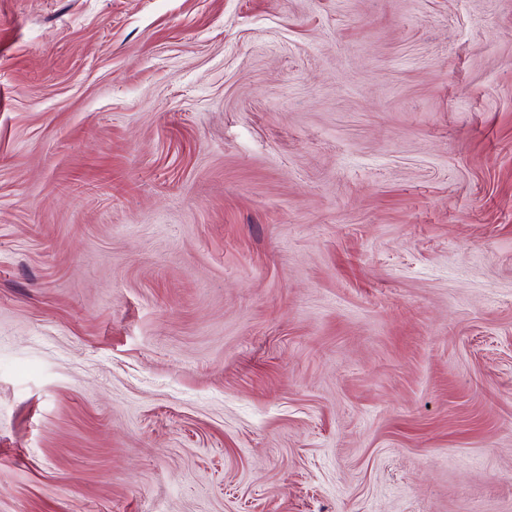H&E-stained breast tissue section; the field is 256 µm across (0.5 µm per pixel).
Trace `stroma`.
Here are the masks:
<instances>
[{"instance_id":"obj_1","label":"stroma","mask_w":512,"mask_h":512,"mask_svg":"<svg viewBox=\"0 0 512 512\" xmlns=\"http://www.w3.org/2000/svg\"><path fill=\"white\" fill-rule=\"evenodd\" d=\"M0 512H512V0H0Z\"/></svg>"}]
</instances>
